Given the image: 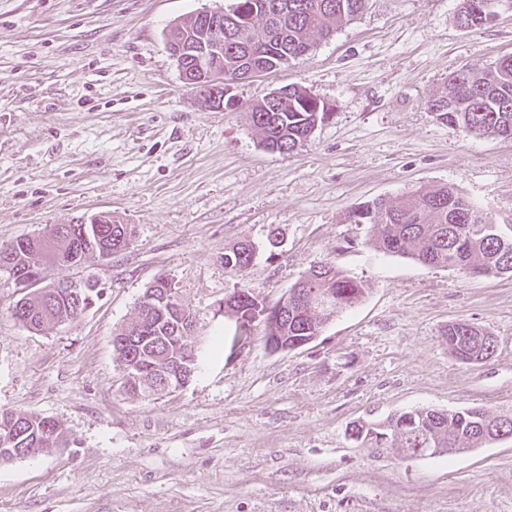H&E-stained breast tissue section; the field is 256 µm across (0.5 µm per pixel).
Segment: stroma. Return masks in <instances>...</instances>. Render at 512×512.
<instances>
[{
    "label": "stroma",
    "instance_id": "stroma-1",
    "mask_svg": "<svg viewBox=\"0 0 512 512\" xmlns=\"http://www.w3.org/2000/svg\"><path fill=\"white\" fill-rule=\"evenodd\" d=\"M227 3L0 0V244L101 212L132 230L125 250L55 271L98 285L75 321L27 330L0 288V408L69 440L0 462V512H512V439L409 458L351 436L415 408L512 416V276L382 253L345 220L447 185L512 225V140L428 108L453 71L512 54V0L478 29L457 24L459 0H368L287 67L235 84L224 112L184 85L165 34ZM288 84L330 114L272 153L250 112ZM240 240L258 251L238 276L224 249ZM320 262L366 282V299L302 348L268 351L258 327L233 344L225 296L276 303ZM162 274L196 314L197 368L143 399L112 334ZM456 321L495 338L490 360L449 353Z\"/></svg>",
    "mask_w": 512,
    "mask_h": 512
}]
</instances>
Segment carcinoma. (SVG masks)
I'll return each mask as SVG.
<instances>
[{
	"label": "carcinoma",
	"instance_id": "carcinoma-1",
	"mask_svg": "<svg viewBox=\"0 0 512 512\" xmlns=\"http://www.w3.org/2000/svg\"><path fill=\"white\" fill-rule=\"evenodd\" d=\"M366 0H231L224 16L216 19L191 14L174 23L166 44L178 46L193 56H211L212 63L232 77L255 69L275 73L290 58L304 54L318 41L329 38L354 20ZM456 20L465 28L481 27L492 20L487 0H459ZM286 102L274 111L266 98L253 106L250 119L270 152H292L303 144L326 116L317 97L306 88L285 86ZM436 118L476 136L512 139V55L490 66H469L451 73L445 90L429 101ZM351 224H370L375 247L386 254L406 256L425 266L454 268L465 274L512 271V230L492 226L487 214L476 209L455 189L443 186L420 191L406 201L381 199L347 214ZM127 224H66L57 239L55 253L46 261L44 277L51 291L35 288L15 303L13 314L27 329L40 331L61 318H79L70 302L65 279L52 272L73 266L72 250L112 252L116 243L128 242ZM40 247L36 239L20 238L0 245V287L12 285L10 271H24L37 262ZM255 244L238 241L224 249V265L243 272L252 264ZM297 287L328 295L335 301V313L354 308L365 298L367 285L335 265L325 262L311 267ZM227 311L236 319L256 322L264 342L288 343L303 336L312 317L296 312L281 320L264 319L267 303L245 288L224 298ZM126 345L115 348L126 372L124 385L144 397L159 395L164 387L157 376L142 379L151 367L156 373L173 361L193 354L190 337L176 332V320L166 309L138 307L137 317L114 331ZM448 348L464 363L490 359L496 350L494 337L464 321L448 324ZM512 436V418L491 417L477 409L440 412L414 409L378 426L355 424L351 434L386 435L392 447L405 456H420L424 448H448L462 452L481 448L500 434ZM68 438L61 425L37 413L0 409V459L7 460L9 448H64Z\"/></svg>",
	"mask_w": 512,
	"mask_h": 512
}]
</instances>
